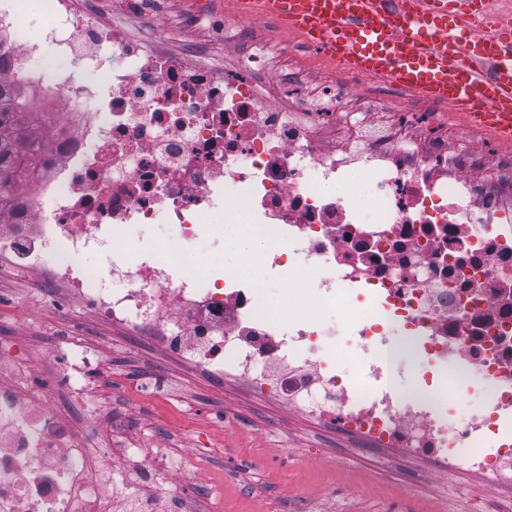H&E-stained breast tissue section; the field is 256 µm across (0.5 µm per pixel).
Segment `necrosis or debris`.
Wrapping results in <instances>:
<instances>
[{"instance_id": "4bbe7bcc", "label": "necrosis or debris", "mask_w": 512, "mask_h": 512, "mask_svg": "<svg viewBox=\"0 0 512 512\" xmlns=\"http://www.w3.org/2000/svg\"><path fill=\"white\" fill-rule=\"evenodd\" d=\"M46 45L106 81L43 70ZM0 82L52 115L38 165L0 212V255L18 275L38 276L62 307L153 338L211 377L332 422L366 447L426 458L436 475L462 469L512 486V193L484 190L446 141L422 145L404 126L358 122L344 79L329 94V119L348 129L338 144L322 135L316 102L291 111L162 42L144 46L103 22L92 0H49L36 34L21 0H0ZM358 170L372 177L366 211L351 200ZM221 209L244 212L278 242L264 258L273 278L293 258L339 320L284 321L262 308L245 275L186 271L182 254L218 233ZM148 225L165 229L161 255L92 263ZM408 348L420 361L411 397L388 378ZM364 351L371 360L360 369ZM99 362L65 351L62 381L74 399L87 396ZM451 362L458 394L470 395V370L485 384L461 415L434 389ZM51 396L35 376L0 386V512H169L185 468L155 467L149 444L130 441L127 454L157 492L151 504L130 497L125 466L90 457Z\"/></svg>"}]
</instances>
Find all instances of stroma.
<instances>
[{"mask_svg":"<svg viewBox=\"0 0 512 512\" xmlns=\"http://www.w3.org/2000/svg\"><path fill=\"white\" fill-rule=\"evenodd\" d=\"M155 10L146 21L134 0L98 3L105 21L131 34L150 29L173 54L207 47L209 62L229 77L246 72L255 53L266 57L265 68L250 73L263 87L294 83L311 95L338 74L296 34L272 19L241 18L228 0H159ZM409 123L417 136L436 131L449 143L465 144L477 162L512 159V149L471 131L456 113L422 104ZM0 299L11 305L8 315L0 314V355L15 362L0 371V384L19 383L32 370L59 377L57 353L65 340L98 349L101 362L86 404L56 386L55 415L90 449L108 447L118 457L141 435L158 448L157 465L192 460L178 490L185 512H512L511 494L472 474L429 475L424 459L360 447L335 427L216 384L149 338H123L76 307L57 311L43 282L15 277L5 262ZM89 405L104 408L111 438L88 422Z\"/></svg>","mask_w":512,"mask_h":512,"instance_id":"1","label":"stroma"}]
</instances>
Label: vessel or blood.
<instances>
[{
	"mask_svg": "<svg viewBox=\"0 0 512 512\" xmlns=\"http://www.w3.org/2000/svg\"><path fill=\"white\" fill-rule=\"evenodd\" d=\"M300 33L344 70L452 106L512 140V18L482 28L483 0H231Z\"/></svg>",
	"mask_w": 512,
	"mask_h": 512,
	"instance_id": "b4317fda",
	"label": "vessel or blood"
}]
</instances>
